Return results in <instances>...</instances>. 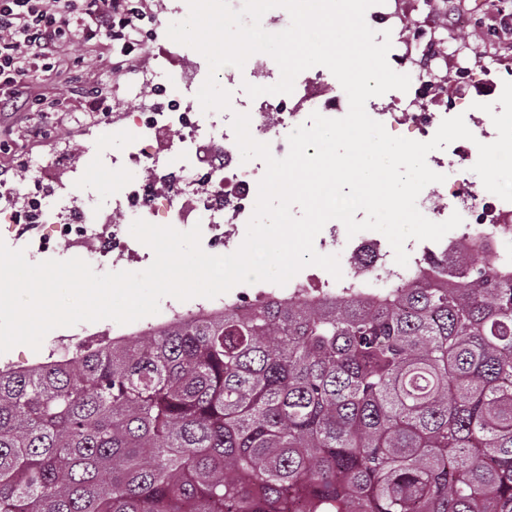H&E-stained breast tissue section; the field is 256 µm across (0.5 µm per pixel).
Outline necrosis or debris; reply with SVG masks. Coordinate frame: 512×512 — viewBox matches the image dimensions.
I'll return each instance as SVG.
<instances>
[{
	"label": "necrosis or debris",
	"mask_w": 512,
	"mask_h": 512,
	"mask_svg": "<svg viewBox=\"0 0 512 512\" xmlns=\"http://www.w3.org/2000/svg\"><path fill=\"white\" fill-rule=\"evenodd\" d=\"M438 25L430 13L406 12L398 38L415 45L421 61L396 59L395 70L409 75L410 88L389 102L373 104L371 112L385 129L404 127L421 141L430 140L444 118L431 108L430 69L425 63L432 53L428 35ZM207 73L206 60L193 48L173 41L164 44L159 60L134 92L137 108L129 114L132 133L122 150L111 154L88 139L81 145L78 166L66 154L50 162L30 158V178L0 181V223L10 225L15 236L31 240L36 252L75 253L98 265L141 262L139 243L127 233L137 219L180 231L197 225L205 252L236 251L266 165L260 159L242 162L230 126L232 112L249 114L252 137L268 143L272 154L282 158L289 152V134L312 112L328 118L342 114L345 95L342 89L325 87L322 77L300 75L291 94L250 98L243 83L266 87L280 78L276 62L266 60L246 73L231 66L220 70L218 80L232 93V109L206 113L196 93ZM435 164L445 180L429 184L417 206L435 222L455 212L462 216V224L448 240L449 256L472 252L474 241L481 240L487 259H503L512 248V207L499 197L477 192L467 168L442 158ZM109 168L125 170L127 176L117 182L111 201L105 202L87 181L89 171ZM341 230V224L330 223L317 246L322 254L343 249L342 279L318 268L294 280V290L319 297L339 287H364L377 272L391 282L405 277L406 268L389 264L378 240L351 243Z\"/></svg>",
	"instance_id": "necrosis-or-debris-1"
}]
</instances>
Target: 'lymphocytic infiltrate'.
<instances>
[{
    "mask_svg": "<svg viewBox=\"0 0 512 512\" xmlns=\"http://www.w3.org/2000/svg\"><path fill=\"white\" fill-rule=\"evenodd\" d=\"M129 2L0 0V112L26 106L30 74L46 72L63 43L132 47L136 25Z\"/></svg>",
    "mask_w": 512,
    "mask_h": 512,
    "instance_id": "obj_1",
    "label": "lymphocytic infiltrate"
}]
</instances>
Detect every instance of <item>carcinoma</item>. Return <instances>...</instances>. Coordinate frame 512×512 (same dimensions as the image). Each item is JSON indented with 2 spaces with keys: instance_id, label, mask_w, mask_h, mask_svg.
Listing matches in <instances>:
<instances>
[{
  "instance_id": "cac0c4a2",
  "label": "carcinoma",
  "mask_w": 512,
  "mask_h": 512,
  "mask_svg": "<svg viewBox=\"0 0 512 512\" xmlns=\"http://www.w3.org/2000/svg\"><path fill=\"white\" fill-rule=\"evenodd\" d=\"M512 512V262L0 369V512Z\"/></svg>"
}]
</instances>
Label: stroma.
<instances>
[{"mask_svg": "<svg viewBox=\"0 0 512 512\" xmlns=\"http://www.w3.org/2000/svg\"><path fill=\"white\" fill-rule=\"evenodd\" d=\"M448 18L441 32L450 48L459 50L460 63H467L470 42L464 41V28L455 24L457 16H467L470 25L488 31L483 52L497 64L492 77L476 73L469 75L448 67L451 91L447 108L466 113L469 128L493 130L490 116L481 111L484 103L497 102L504 82L512 81V15L501 18L491 15L486 0H466L465 8L449 4ZM154 48L142 44L130 56H122L119 48L101 43L94 50L77 44L62 46L53 69L32 84V109L0 114V171H25L29 158L65 152L77 155L80 144L88 138L97 140L105 149L120 150L121 133L126 128L123 113L133 111L135 102L129 90L138 71L153 62ZM97 92L110 106L112 122L98 127L96 113L86 111L85 96ZM137 323L119 324L111 320L80 323L50 331L39 350L18 345L0 354V368L23 369L48 354H63L75 349L90 335L102 339L137 330Z\"/></svg>", "mask_w": 512, "mask_h": 512, "instance_id": "35a3bbf8", "label": "stroma"}]
</instances>
